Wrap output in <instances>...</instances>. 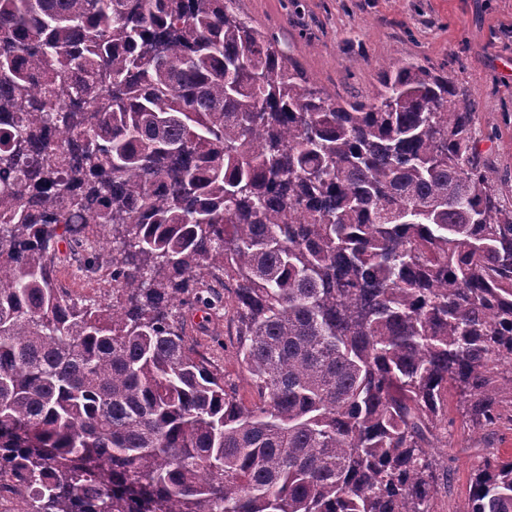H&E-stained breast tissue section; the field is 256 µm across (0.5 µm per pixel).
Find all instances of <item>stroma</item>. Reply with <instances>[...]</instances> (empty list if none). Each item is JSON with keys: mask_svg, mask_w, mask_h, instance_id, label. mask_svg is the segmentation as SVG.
Here are the masks:
<instances>
[{"mask_svg": "<svg viewBox=\"0 0 512 512\" xmlns=\"http://www.w3.org/2000/svg\"><path fill=\"white\" fill-rule=\"evenodd\" d=\"M311 82L340 99L371 101L400 61L450 71L478 106L479 149L512 205V0H235ZM447 453L452 489L437 512H462L477 462L456 404Z\"/></svg>", "mask_w": 512, "mask_h": 512, "instance_id": "obj_1", "label": "stroma"}]
</instances>
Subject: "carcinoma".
<instances>
[{"mask_svg":"<svg viewBox=\"0 0 512 512\" xmlns=\"http://www.w3.org/2000/svg\"><path fill=\"white\" fill-rule=\"evenodd\" d=\"M232 0H0V476L25 512H437L512 423V206L451 74L317 87ZM107 271L79 298L61 255ZM224 309L251 389L199 350ZM465 512H512L478 456ZM461 414L452 397L448 401V420H453L449 427L448 447L437 448L438 451L448 453L452 478V489L447 497L437 505L438 512H456L462 510L467 503L471 478L477 463V454L471 448L470 433L461 423Z\"/></svg>","mask_w":512,"mask_h":512,"instance_id":"obj_1","label":"carcinoma"}]
</instances>
